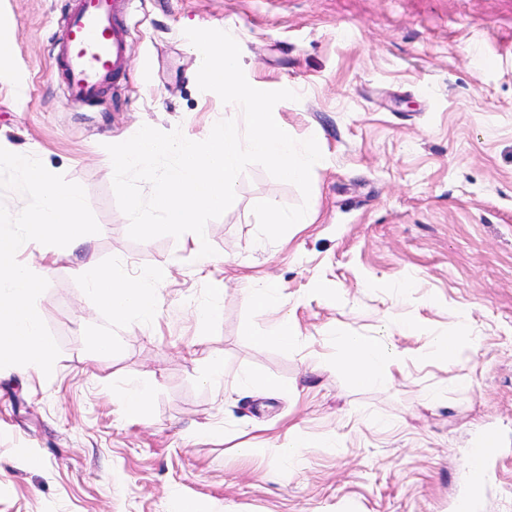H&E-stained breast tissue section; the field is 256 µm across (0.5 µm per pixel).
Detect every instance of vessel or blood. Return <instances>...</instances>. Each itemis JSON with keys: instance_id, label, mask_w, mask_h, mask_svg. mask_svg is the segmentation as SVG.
Wrapping results in <instances>:
<instances>
[{"instance_id": "vessel-or-blood-1", "label": "vessel or blood", "mask_w": 512, "mask_h": 512, "mask_svg": "<svg viewBox=\"0 0 512 512\" xmlns=\"http://www.w3.org/2000/svg\"><path fill=\"white\" fill-rule=\"evenodd\" d=\"M131 0H73L55 39L56 64L70 97L97 99L126 63Z\"/></svg>"}]
</instances>
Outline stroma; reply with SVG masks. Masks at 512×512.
<instances>
[{
	"label": "stroma",
	"mask_w": 512,
	"mask_h": 512,
	"mask_svg": "<svg viewBox=\"0 0 512 512\" xmlns=\"http://www.w3.org/2000/svg\"><path fill=\"white\" fill-rule=\"evenodd\" d=\"M71 4L0 0V143L80 184L100 227L83 248L19 256L48 271L36 309L60 355L48 376L0 369V512H172L182 496L198 512H512V0H134L126 72L93 104L67 98L52 60ZM195 27L236 39L251 85L298 93L275 109L323 155L314 223L257 240L256 202L304 199L250 166L237 207L206 226L205 260L187 233L129 238L106 150L144 125L203 139L236 118L197 85ZM90 254L129 276L169 264L154 323H113L87 289ZM258 277L280 282L294 346H255L275 320L244 300ZM213 279L221 313L201 322ZM445 333L467 360L432 351ZM349 335L406 352L391 384L352 383ZM196 349L223 359V384ZM252 371L264 385L244 386ZM133 381L151 393L130 415L118 396ZM293 425L299 456L265 448ZM487 438L499 455L471 469Z\"/></svg>",
	"instance_id": "35a3bbf8"
}]
</instances>
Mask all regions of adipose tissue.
Here are the masks:
<instances>
[{
  "label": "adipose tissue",
  "mask_w": 512,
  "mask_h": 512,
  "mask_svg": "<svg viewBox=\"0 0 512 512\" xmlns=\"http://www.w3.org/2000/svg\"><path fill=\"white\" fill-rule=\"evenodd\" d=\"M82 268L89 290L113 320L134 316L142 322L152 321L157 314V292L168 281L171 271L167 262L155 263L133 282L127 281L115 270L102 266L94 257H87ZM246 299L250 307L259 311H274L277 320L272 328L254 336L260 347H286L298 340V332L288 312V301L280 285L265 279L248 289ZM341 348L352 382L360 387H382L389 380L392 369L404 363L403 352L384 338L345 336Z\"/></svg>",
  "instance_id": "1"
}]
</instances>
